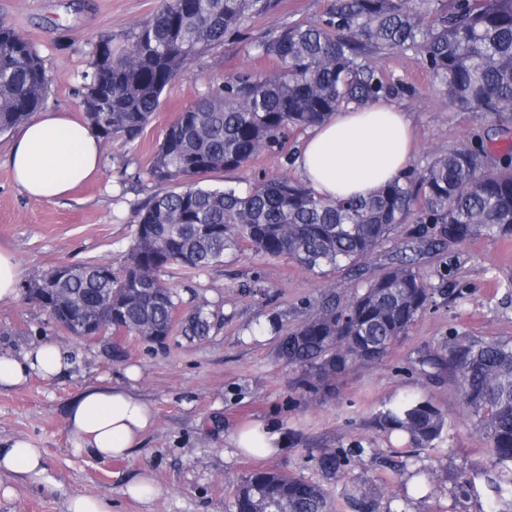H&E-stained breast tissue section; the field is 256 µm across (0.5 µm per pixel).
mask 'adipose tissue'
<instances>
[{"instance_id": "1", "label": "adipose tissue", "mask_w": 512, "mask_h": 512, "mask_svg": "<svg viewBox=\"0 0 512 512\" xmlns=\"http://www.w3.org/2000/svg\"><path fill=\"white\" fill-rule=\"evenodd\" d=\"M413 150L411 119L392 99L336 112L310 127L294 158L301 177L326 199L367 197L408 168ZM100 139L88 125L64 112H41L14 136L9 166L15 183L31 198L54 201L67 195L99 168ZM70 366L68 354L45 340L0 351V387L23 385L31 377L46 380ZM138 370L128 367L123 381L99 379L65 401L66 425L76 452L101 461L125 459L143 447L155 426V414L139 396ZM237 454H276L281 434L252 422L231 437ZM64 494L66 512H112L104 497L65 494L48 472L44 449L25 438L0 439V498L12 500L18 484Z\"/></svg>"}]
</instances>
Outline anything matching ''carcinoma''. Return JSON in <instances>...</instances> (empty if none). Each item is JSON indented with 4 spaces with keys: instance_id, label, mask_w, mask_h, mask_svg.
I'll return each instance as SVG.
<instances>
[{
    "instance_id": "cac0c4a2",
    "label": "carcinoma",
    "mask_w": 512,
    "mask_h": 512,
    "mask_svg": "<svg viewBox=\"0 0 512 512\" xmlns=\"http://www.w3.org/2000/svg\"><path fill=\"white\" fill-rule=\"evenodd\" d=\"M424 5L333 0L322 24H293L251 43L255 57L275 68L245 69L212 83L157 144L147 175L170 189L138 209L123 275L103 278L98 263L73 264L70 276L53 285L57 299L96 312L109 294L116 329L156 343L177 325L192 339L209 334L215 314L202 301L175 321L180 300L162 274L204 271L246 246L267 259L286 255L313 272L358 269L402 225L413 224L410 249L399 248L350 300L322 295L278 343L279 358L298 373L297 388L310 398L335 395L350 366L382 361L434 302L435 289L408 251L512 236V153L499 165L484 145L467 140L423 168L409 167L366 199L325 200L286 175L259 179L245 191L205 181L249 166L261 152L284 146L289 133L343 107L394 94L397 87L364 61L370 48L420 52L451 104L495 133L511 134L512 0H448L432 23ZM275 6V0H162L125 45L107 41L96 48L83 75L84 122L104 146L137 141L165 89L198 55L243 36L251 20ZM48 86L34 46L0 21V133L28 121ZM338 343L346 354L336 352ZM420 364L429 380L448 381L464 400L489 448V488L496 499L512 500V338L454 334ZM374 422L415 448L438 445L448 430V414L422 397L380 410ZM364 452L359 444L327 448L317 466L335 479ZM235 503L261 512H333L321 485L268 469L237 485ZM349 505L351 512H380L367 491L350 494Z\"/></svg>"
}]
</instances>
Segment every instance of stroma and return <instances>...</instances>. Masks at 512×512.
Returning a JSON list of instances; mask_svg holds the SVG:
<instances>
[{"mask_svg":"<svg viewBox=\"0 0 512 512\" xmlns=\"http://www.w3.org/2000/svg\"><path fill=\"white\" fill-rule=\"evenodd\" d=\"M161 0H0V20L27 38L42 58L49 87L42 108L82 118L78 90L96 46L124 42L150 18ZM330 0H278L256 19L258 37L295 23H320ZM367 63L395 82V101L408 112L416 138L413 165L424 167L440 150L479 131L471 113L452 106L432 78L422 55L380 48ZM268 69L242 41H228L190 65L188 74L162 94L151 124L134 144L113 142L102 152L98 175L66 197L49 202L29 198L16 185L7 162L12 133L0 134V248L15 253L21 291L0 306V347L15 348L49 339L72 359L67 374L52 381L35 377L19 387L0 388V437H23L45 449L46 465L68 492L111 499L112 512H234L236 485L258 468L322 483L336 512H349L348 497L371 492L380 505L405 512H512V502L459 496L450 479L459 469L484 467L488 448L457 391L432 384L415 368L416 358L441 346L454 333L476 337L512 336V237L478 238L425 255L421 272L434 287L463 289L454 302L437 296L407 336L383 362L351 366L336 397H302L297 375L277 357L278 332L296 326L319 296L336 291L350 299L376 276L404 242L405 232L366 260L362 271L342 267L308 271L288 257L265 259L252 250L230 252L223 265L181 272L170 278L182 310L207 302L221 324L206 339L188 342L171 334L146 344L135 336L78 339L52 324L25 287L38 274L63 263L110 261L120 276L131 245L138 203L156 186L146 169L158 141L179 112L210 83L245 67ZM303 137L295 132L284 151L258 155L247 170L220 172L216 186L246 188L276 175L296 177L292 157ZM138 365L137 391L156 415L142 448L123 461L102 462L73 451L63 403L100 377L121 375ZM423 397L448 413V434L434 448H412L380 432L373 415L383 405ZM261 421L285 439L267 458L234 456L228 438L240 425ZM359 443V462L340 479L324 477L316 459L324 448ZM156 473L162 493L151 505L125 496L132 473ZM0 512H64V499L35 487L0 501Z\"/></svg>","mask_w":512,"mask_h":512,"instance_id":"35a3bbf8","label":"stroma"}]
</instances>
